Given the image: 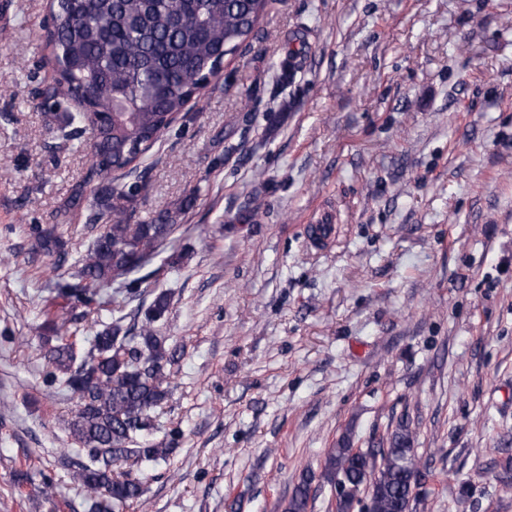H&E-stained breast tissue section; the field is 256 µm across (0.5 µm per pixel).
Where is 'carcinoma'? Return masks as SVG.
I'll use <instances>...</instances> for the list:
<instances>
[{"label":"carcinoma","mask_w":512,"mask_h":512,"mask_svg":"<svg viewBox=\"0 0 512 512\" xmlns=\"http://www.w3.org/2000/svg\"><path fill=\"white\" fill-rule=\"evenodd\" d=\"M270 0H50L44 41L58 72L46 101H71L65 127L89 132L88 177L97 181L99 212L89 220L92 246L74 263L76 283L50 289L40 336L47 348V382L77 396L70 433L86 452L73 480L92 498L91 512H110L141 501V483L122 470L167 456L169 442L143 437L151 412L168 395L176 352L155 323L168 311L169 295H155L145 320L126 330L107 325L88 346L77 343L67 323L83 306L88 315L100 288L126 285L122 311L139 296L133 274L145 269L177 230L170 212L135 222L146 185L127 182L140 161L189 102L219 74L224 56L246 47ZM85 183L76 185L64 216L82 210ZM107 217L103 224L99 219ZM32 252L61 262L68 241L57 224L28 228ZM423 464L413 451V432L401 423L377 451L354 449L348 436L328 450L321 470L302 472L282 512H310L311 485L331 487L340 477L350 488L373 477L370 512H407Z\"/></svg>","instance_id":"obj_1"}]
</instances>
